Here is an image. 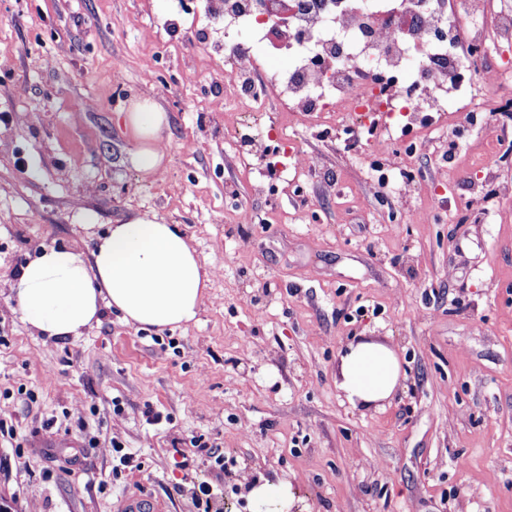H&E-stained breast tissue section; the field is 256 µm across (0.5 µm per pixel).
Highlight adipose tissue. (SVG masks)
Wrapping results in <instances>:
<instances>
[{
  "mask_svg": "<svg viewBox=\"0 0 512 512\" xmlns=\"http://www.w3.org/2000/svg\"><path fill=\"white\" fill-rule=\"evenodd\" d=\"M166 122L165 113L149 102L126 113L137 170L160 169ZM209 282L210 273L186 235L157 216L137 215L99 238L92 261L66 247L42 249L11 288L32 326L47 338L64 339L97 322L104 303L136 326L189 324L197 319ZM401 381L399 357L388 344L359 338L340 354L336 383L353 407L382 406Z\"/></svg>",
  "mask_w": 512,
  "mask_h": 512,
  "instance_id": "1",
  "label": "adipose tissue"
}]
</instances>
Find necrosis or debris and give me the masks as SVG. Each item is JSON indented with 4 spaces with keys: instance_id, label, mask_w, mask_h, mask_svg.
Instances as JSON below:
<instances>
[{
    "instance_id": "necrosis-or-debris-1",
    "label": "necrosis or debris",
    "mask_w": 512,
    "mask_h": 512,
    "mask_svg": "<svg viewBox=\"0 0 512 512\" xmlns=\"http://www.w3.org/2000/svg\"><path fill=\"white\" fill-rule=\"evenodd\" d=\"M292 0L291 24L260 18L256 0H207L224 24V41L209 50L223 58L231 96L252 114L266 100L323 125L351 129L345 145L368 155L371 177L414 179L406 162L420 148L415 129L427 113L446 109L449 91L466 98L464 124L512 123V6L497 0ZM269 40L292 59L286 71L258 74L253 45Z\"/></svg>"
}]
</instances>
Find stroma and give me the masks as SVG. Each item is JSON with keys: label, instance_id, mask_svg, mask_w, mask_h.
I'll return each mask as SVG.
<instances>
[{"label": "stroma", "instance_id": "35a3bbf8", "mask_svg": "<svg viewBox=\"0 0 512 512\" xmlns=\"http://www.w3.org/2000/svg\"><path fill=\"white\" fill-rule=\"evenodd\" d=\"M207 21L176 0H0V416L14 427L0 506L114 512L137 486L203 512L206 482L212 504L256 512L263 476L293 484L294 512H512V199L473 191L495 138L493 181L512 184V125L454 139L439 122L397 194L339 129L273 102L247 124L195 40ZM144 101L168 117L154 175L133 167L123 120ZM282 123L318 165L270 196L251 140L276 146ZM230 189L254 223L226 208ZM382 194L442 221L387 223ZM136 214L177 225L210 270L198 321L159 332L105 308L79 336H41L13 300L20 268L45 247L91 256ZM362 336L393 346L405 376L380 409L336 387ZM114 438L141 470L114 474Z\"/></svg>", "mask_w": 512, "mask_h": 512}]
</instances>
